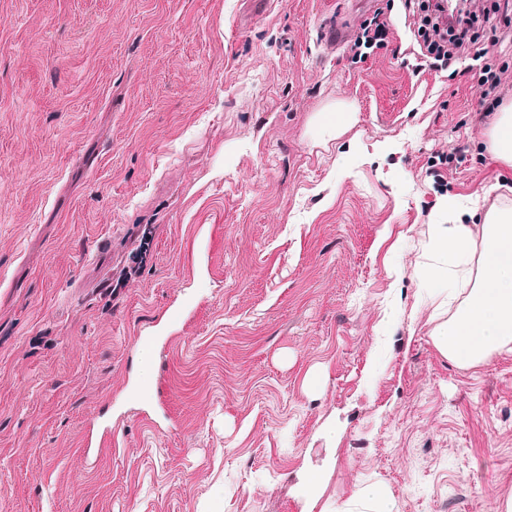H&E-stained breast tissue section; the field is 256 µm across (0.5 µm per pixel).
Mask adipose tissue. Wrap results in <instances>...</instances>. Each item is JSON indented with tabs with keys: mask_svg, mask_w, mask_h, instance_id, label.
<instances>
[{
	"mask_svg": "<svg viewBox=\"0 0 512 512\" xmlns=\"http://www.w3.org/2000/svg\"><path fill=\"white\" fill-rule=\"evenodd\" d=\"M442 259L440 274L457 278L472 247L471 228L463 223L430 227ZM482 276L465 300L449 294L455 310L437 336L439 350L463 366L483 361L491 352L512 347V210L486 212L482 234Z\"/></svg>",
	"mask_w": 512,
	"mask_h": 512,
	"instance_id": "ef3b65f1",
	"label": "adipose tissue"
}]
</instances>
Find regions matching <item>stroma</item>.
<instances>
[{
    "label": "stroma",
    "mask_w": 512,
    "mask_h": 512,
    "mask_svg": "<svg viewBox=\"0 0 512 512\" xmlns=\"http://www.w3.org/2000/svg\"><path fill=\"white\" fill-rule=\"evenodd\" d=\"M377 9L387 50L325 47ZM481 96L401 0H0V512H498L512 352L443 355L425 270L512 209ZM433 246L443 259L442 267L435 273L448 279L457 278L462 266L468 263L473 247L472 229L468 224H432L429 225Z\"/></svg>",
    "instance_id": "obj_1"
}]
</instances>
